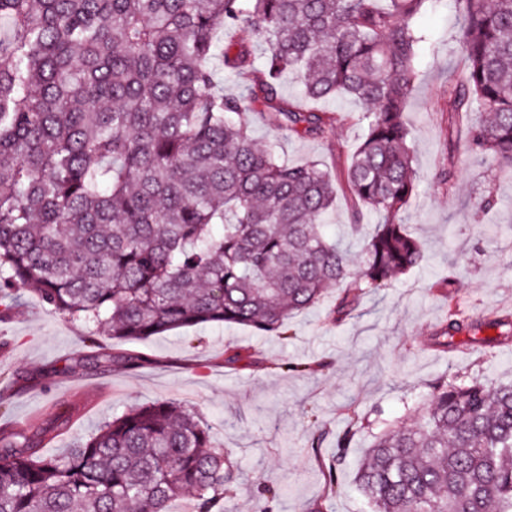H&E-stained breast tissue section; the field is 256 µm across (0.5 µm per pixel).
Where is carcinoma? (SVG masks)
Masks as SVG:
<instances>
[{
  "mask_svg": "<svg viewBox=\"0 0 512 512\" xmlns=\"http://www.w3.org/2000/svg\"><path fill=\"white\" fill-rule=\"evenodd\" d=\"M444 0H0V320L21 289L51 312L142 342L208 323L284 334L342 288L337 316L419 266L399 213L416 191L403 114L419 79L418 19ZM465 68L448 82V138L512 170V0H455ZM267 56L257 63L251 38ZM244 84L224 94L213 60ZM298 98L280 93L284 75ZM350 97L363 133L338 169L291 165L259 146L258 120L290 137L331 135L316 103ZM344 183L363 266L320 224ZM482 324L448 312L445 339ZM100 348L76 367L138 371ZM415 426L376 437L357 481L373 512H512V384L438 381ZM0 431V512H224L233 482L199 414L173 401L112 416L65 452ZM350 434L327 471L334 487Z\"/></svg>",
  "mask_w": 512,
  "mask_h": 512,
  "instance_id": "cac0c4a2",
  "label": "carcinoma"
}]
</instances>
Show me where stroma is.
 I'll return each mask as SVG.
<instances>
[{"mask_svg":"<svg viewBox=\"0 0 512 512\" xmlns=\"http://www.w3.org/2000/svg\"><path fill=\"white\" fill-rule=\"evenodd\" d=\"M419 24L430 40L404 112L414 133L417 191L400 220L421 244L420 267L390 288L362 295L346 317L333 315L336 295L328 293L294 315L283 336L199 325L152 337L133 346L148 360L136 372L62 373L65 363L88 351L86 328L21 292L16 316L0 321V382L25 389L0 405V428L29 411L47 423L77 405L68 431L44 448L51 456L95 433L113 414L171 400L194 407L212 427L213 447L229 454L235 480L225 512H259L264 484L279 493L272 512H372L356 475L377 433L415 424L430 385L443 376L512 382V347L463 337L445 349L429 343L452 304L475 319L512 321V174L492 158L450 146L444 101L449 77L464 65L451 41L454 16L443 6ZM359 133L352 122L326 139L253 126L262 146L292 164H342ZM351 222L345 189L337 187L323 230L343 238L357 262L362 253ZM239 348L248 357L230 362ZM352 408L366 423L357 428L336 491L328 495L324 467ZM317 434L322 441L315 448Z\"/></svg>","mask_w":512,"mask_h":512,"instance_id":"35a3bbf8","label":"stroma"}]
</instances>
